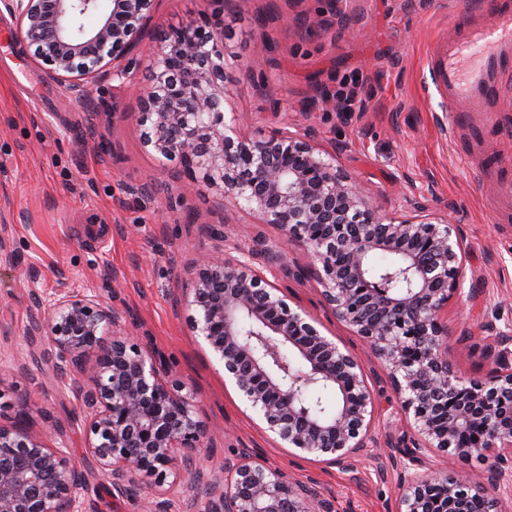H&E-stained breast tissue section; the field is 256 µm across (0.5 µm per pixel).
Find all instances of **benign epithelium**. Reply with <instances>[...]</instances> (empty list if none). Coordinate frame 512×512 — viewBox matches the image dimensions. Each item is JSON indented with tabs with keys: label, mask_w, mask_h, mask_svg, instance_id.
Returning a JSON list of instances; mask_svg holds the SVG:
<instances>
[{
	"label": "benign epithelium",
	"mask_w": 512,
	"mask_h": 512,
	"mask_svg": "<svg viewBox=\"0 0 512 512\" xmlns=\"http://www.w3.org/2000/svg\"><path fill=\"white\" fill-rule=\"evenodd\" d=\"M155 0H0L33 49L34 64L88 101L92 88L118 81L135 88L133 56L148 30ZM97 18L93 27L87 16ZM209 18L189 20L165 34L156 48L149 83L137 89L144 147L179 163L180 193L173 209L200 184L244 203L258 224H275L284 246L262 267L253 259L200 254L194 263L190 306L194 328L223 362L224 381L254 409L267 429L300 458L343 464L371 439L373 400L364 365L323 335L301 306L291 307L266 273L305 252V273L322 302L369 345L394 381L405 419L421 442L403 451L409 471L402 512H471L484 498L485 475L455 480L435 494L432 480L410 472L430 448L467 459L491 450L512 455V349L498 352L495 368L463 381L448 362L440 320L461 293L465 248L448 219H383L365 186L336 164V154L282 121L269 133L248 136L224 120L230 97L224 85V33ZM395 257L412 283L395 291L372 281L365 259ZM0 263L26 281L6 232ZM28 335L47 340L44 354L72 383L85 407L87 448L113 490L145 479L146 512H171V488L183 480L207 499L206 512H315L314 492L244 454L229 478L210 476L202 452L216 430L197 416L194 401L159 366L155 352L122 330L123 312L94 288L30 294ZM286 350L302 366L290 375ZM336 390L337 406L318 415L302 404V390ZM19 417L0 423V512H83L85 483L62 446H52ZM472 429L479 434L468 439Z\"/></svg>",
	"instance_id": "1"
}]
</instances>
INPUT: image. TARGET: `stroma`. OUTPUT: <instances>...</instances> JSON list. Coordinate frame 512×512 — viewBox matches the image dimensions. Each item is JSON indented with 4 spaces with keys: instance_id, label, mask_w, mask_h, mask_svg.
<instances>
[{
    "instance_id": "stroma-1",
    "label": "stroma",
    "mask_w": 512,
    "mask_h": 512,
    "mask_svg": "<svg viewBox=\"0 0 512 512\" xmlns=\"http://www.w3.org/2000/svg\"><path fill=\"white\" fill-rule=\"evenodd\" d=\"M475 0H156L143 43L201 14L224 22L231 101L226 121L259 135L281 119L310 131L369 190L389 218L409 201L448 217L466 246L464 292L442 313L448 359L463 378L494 367L487 351L512 335V111L453 120L430 62L448 41L457 17ZM15 20L0 5V226L12 248L34 266V284L0 268V358L23 363L25 377L0 383V422L16 420L19 399L30 402L26 424L47 443L67 448L89 480L84 512H144L150 491L138 483L111 491L85 450L82 401L52 362L26 346L31 291L97 288L116 296L132 341L154 348L218 434L205 463L223 474L243 451L263 454L288 479L307 483L318 512H400L401 468L392 457L411 447L401 404L387 373L362 339L322 305L316 282L298 276L308 259L292 250L272 280L300 300L321 333L336 338L363 363L374 402V443L350 464L299 459L266 431L257 414L224 382V366L192 327L188 288L199 252L261 255L280 229L257 224L240 207L201 185L176 209V162L158 159L142 143L135 95L105 86L79 103L66 83L32 63ZM362 86L365 109L340 112L322 103L340 81ZM314 99L310 114L301 104ZM149 185L153 194L142 193ZM221 229L223 240L209 228ZM118 275L103 279L104 267ZM492 457L467 462L429 453L419 472L468 479Z\"/></svg>"
}]
</instances>
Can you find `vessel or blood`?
<instances>
[{
    "label": "vessel or blood",
    "instance_id": "obj_1",
    "mask_svg": "<svg viewBox=\"0 0 512 512\" xmlns=\"http://www.w3.org/2000/svg\"><path fill=\"white\" fill-rule=\"evenodd\" d=\"M449 114L496 112L512 94V5L500 0L492 18L483 6L465 14L463 35L448 42L439 70Z\"/></svg>",
    "mask_w": 512,
    "mask_h": 512
}]
</instances>
